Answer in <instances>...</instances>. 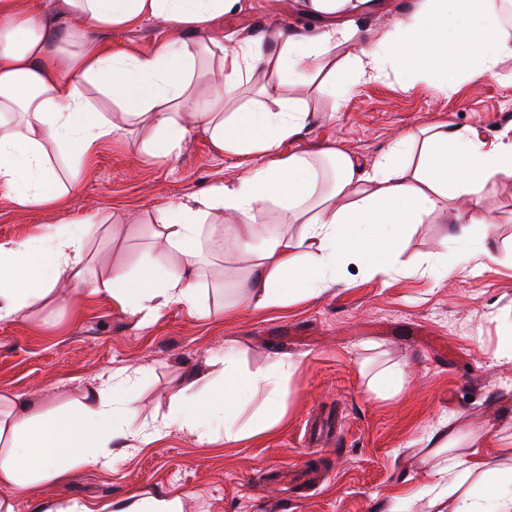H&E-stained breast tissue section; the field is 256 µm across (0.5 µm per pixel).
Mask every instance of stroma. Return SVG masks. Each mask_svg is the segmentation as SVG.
<instances>
[{
	"label": "stroma",
	"instance_id": "1",
	"mask_svg": "<svg viewBox=\"0 0 512 512\" xmlns=\"http://www.w3.org/2000/svg\"><path fill=\"white\" fill-rule=\"evenodd\" d=\"M250 3L216 19L207 38L229 49L248 36L314 24L298 0ZM167 33L153 20L108 38L143 53ZM305 100L320 119L303 145H335L369 162L412 127L448 123L489 137L512 130V59L477 79L462 67L450 90L438 76L410 70L351 85L340 97L314 84ZM143 136L134 125L102 143L59 207L24 206L0 191V241L107 217L123 230L117 242L93 241L95 271L106 273L138 250L164 207L234 182L245 169V158L216 152L200 129L166 161L143 150ZM483 207L490 223L472 225L464 240L447 238L442 223L413 226L403 242L413 271L367 276L371 247L338 270L333 288L284 307L225 312L244 275L227 255L203 280L211 310L204 317L172 307L142 326L109 297L72 290L34 318L0 321V394L29 396L52 411L81 399L100 374L128 369L139 426L169 414L189 373L219 374L225 348L251 372L284 356L297 362L283 386L285 416L271 434L230 446L220 432L206 445L175 429L150 444L132 437L116 463L16 492V512H59L75 500L102 512L117 500L166 495L181 496L184 512H430L426 439L444 422L459 440L457 454L511 465L499 442L512 436V355L501 350L512 334V180L488 186ZM485 239L494 256L484 266L452 267L441 280L426 274L439 257ZM393 364L404 372L403 387L379 395L369 381ZM275 466L305 469L311 480L286 489Z\"/></svg>",
	"mask_w": 512,
	"mask_h": 512
}]
</instances>
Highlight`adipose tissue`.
Instances as JSON below:
<instances>
[{"label": "adipose tissue", "mask_w": 512, "mask_h": 512, "mask_svg": "<svg viewBox=\"0 0 512 512\" xmlns=\"http://www.w3.org/2000/svg\"><path fill=\"white\" fill-rule=\"evenodd\" d=\"M245 0H46L33 13L28 0H0V189L23 205L55 206L76 190L86 162L124 124L145 131V150L169 158L193 132L184 115L200 121L213 148L249 159L238 182L215 184L199 197L170 207L153 225V251L113 266L89 280L94 255L93 224H62L44 239L0 242V321L42 310L58 299V287L105 295L122 310L148 323L177 306L205 314L201 277L210 238L211 216L223 212L225 225L245 275L235 300L257 307L285 306L319 296L336 284L337 270L365 244L387 248L366 272H397L400 242L407 226L451 215L458 232L485 224L487 185L512 180V139L486 137L479 130L451 125L413 128L367 163L338 148L319 150L298 139L314 118L290 88L306 83L319 59L351 42L339 17L369 12L372 0H304L303 8L323 24L306 31L279 30L270 44L241 42L230 50L191 51L184 32L200 33L224 15L243 10ZM512 0H419L412 13L394 18L380 38L360 46L354 77L374 82L387 71L414 69L445 74L466 59L475 77L495 74L512 58V25L503 15ZM163 20L176 31L150 52L132 54L94 37L109 30ZM274 68V80L255 90L251 103L239 98L259 66ZM212 76L207 99L195 92L197 74ZM283 105L273 112L265 100ZM291 151H283V144ZM69 159L67 174L50 152ZM276 208V225L266 224ZM214 378L191 374L175 400V412L139 429L149 444L178 429L198 443L211 439L209 421L224 428L225 444L245 434L238 424L240 399L265 390L262 419L250 432L272 430L283 415L280 384L293 363L281 358L266 371H243L232 352ZM129 380L101 379L83 400L66 411H41L23 395H0V512H14L10 493L63 479L73 467L94 468L102 449L125 437L135 413ZM434 474L456 475L440 488L435 503L457 496L453 512H512V468L498 469L460 459L448 462L455 435L432 433ZM479 492H471V484Z\"/></svg>", "instance_id": "obj_1"}]
</instances>
